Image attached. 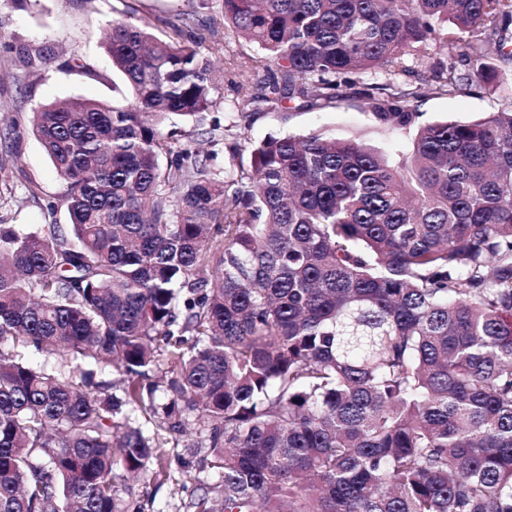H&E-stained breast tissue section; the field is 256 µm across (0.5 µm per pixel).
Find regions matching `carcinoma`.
<instances>
[{
    "label": "carcinoma",
    "instance_id": "obj_1",
    "mask_svg": "<svg viewBox=\"0 0 512 512\" xmlns=\"http://www.w3.org/2000/svg\"><path fill=\"white\" fill-rule=\"evenodd\" d=\"M220 2L260 50L240 108L334 107L381 71L364 106L410 146L270 137L231 180L161 129L224 104L186 18L108 24L133 102L32 121L70 229L0 225V512H145L116 471L166 478L188 416L219 477L193 512H512V100L411 106L512 81V0ZM442 39L469 73L396 81ZM510 86L498 88L473 86L470 91L453 96L430 95L413 103L416 112L421 113V123L433 121H474L496 111L510 95Z\"/></svg>",
    "mask_w": 512,
    "mask_h": 512
}]
</instances>
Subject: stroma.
Masks as SVG:
<instances>
[{
  "mask_svg": "<svg viewBox=\"0 0 512 512\" xmlns=\"http://www.w3.org/2000/svg\"><path fill=\"white\" fill-rule=\"evenodd\" d=\"M189 16L199 47L211 60L224 91V106L209 113L208 122L224 127V140L213 144L199 138L201 151L216 153V163L229 177L249 169L253 143L271 136L305 135L320 131L339 138H357L385 152L402 147V136L376 121L362 102L368 84L381 81L378 73L360 77L346 89L336 107L308 112H273L264 106L236 108L241 87L257 76L248 60L256 45L226 26L219 0H0V224L32 229L44 224L67 225L62 201L64 185L35 135L33 112L45 105L88 98L112 102L131 93L101 45L103 28L115 18L145 21L158 38H166L174 14ZM84 70L74 69V62ZM512 87L475 86L453 96L431 95L414 102L422 122L474 121L496 111ZM217 482L211 470L198 464H172L162 482L118 477L123 490L148 502L151 512H191L189 502L196 478Z\"/></svg>",
  "mask_w": 512,
  "mask_h": 512,
  "instance_id": "stroma-1",
  "label": "stroma"
}]
</instances>
